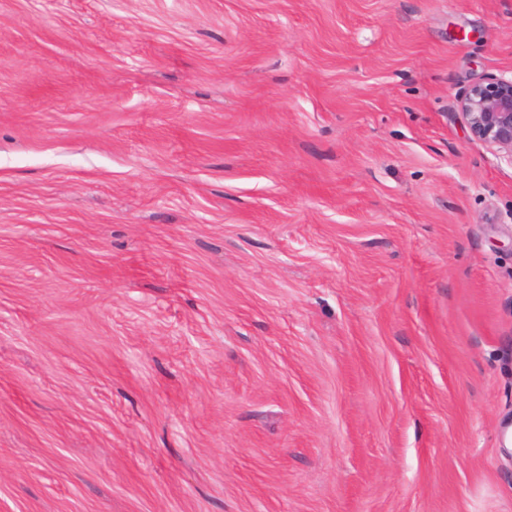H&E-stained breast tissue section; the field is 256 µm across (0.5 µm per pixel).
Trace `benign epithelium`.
Wrapping results in <instances>:
<instances>
[{"instance_id": "7a95c632", "label": "benign epithelium", "mask_w": 512, "mask_h": 512, "mask_svg": "<svg viewBox=\"0 0 512 512\" xmlns=\"http://www.w3.org/2000/svg\"><path fill=\"white\" fill-rule=\"evenodd\" d=\"M471 135L497 149L512 166V76L472 85L459 99Z\"/></svg>"}]
</instances>
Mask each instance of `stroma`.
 Instances as JSON below:
<instances>
[{
    "label": "stroma",
    "mask_w": 512,
    "mask_h": 512,
    "mask_svg": "<svg viewBox=\"0 0 512 512\" xmlns=\"http://www.w3.org/2000/svg\"><path fill=\"white\" fill-rule=\"evenodd\" d=\"M512 0H0V512H512ZM471 135L495 147L512 166V75L472 85L459 99Z\"/></svg>",
    "instance_id": "obj_1"
}]
</instances>
